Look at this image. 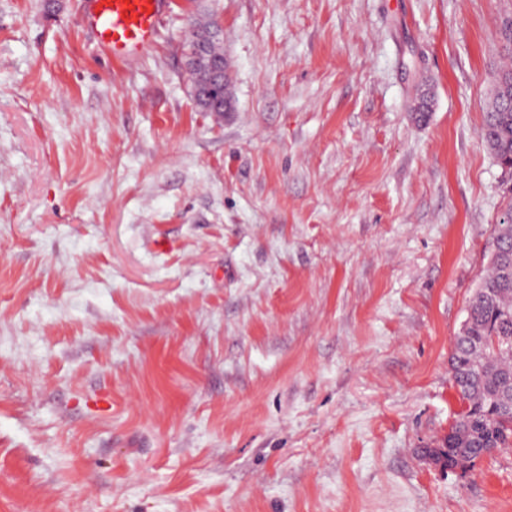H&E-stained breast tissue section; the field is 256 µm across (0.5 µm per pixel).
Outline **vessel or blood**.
<instances>
[{
	"label": "vessel or blood",
	"instance_id": "1",
	"mask_svg": "<svg viewBox=\"0 0 512 512\" xmlns=\"http://www.w3.org/2000/svg\"><path fill=\"white\" fill-rule=\"evenodd\" d=\"M164 6L165 0H92L86 23L100 48L125 62L154 45Z\"/></svg>",
	"mask_w": 512,
	"mask_h": 512
}]
</instances>
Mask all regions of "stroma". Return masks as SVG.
Instances as JSON below:
<instances>
[{"label": "stroma", "mask_w": 512, "mask_h": 512, "mask_svg": "<svg viewBox=\"0 0 512 512\" xmlns=\"http://www.w3.org/2000/svg\"><path fill=\"white\" fill-rule=\"evenodd\" d=\"M89 6L0 0V512H512V448L425 459L512 191V0H168L126 64ZM512 74V67L502 69L496 78H500L501 74ZM495 81V84H496ZM495 84L491 97L487 103L486 112L484 113V120L480 129V136L486 147L490 152L502 160L509 169L506 170L510 175L512 174V108L511 102L508 104L505 99L512 100V77L511 81L505 77L500 79V90L503 91L504 98L497 96L495 91ZM511 84V96L509 92ZM194 96L196 105L202 112H229L233 107L230 79L226 76L225 70L224 77L217 83L200 79Z\"/></svg>", "instance_id": "35a3bbf8"}]
</instances>
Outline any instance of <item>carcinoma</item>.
Listing matches in <instances>:
<instances>
[{"instance_id": "carcinoma-1", "label": "carcinoma", "mask_w": 512, "mask_h": 512, "mask_svg": "<svg viewBox=\"0 0 512 512\" xmlns=\"http://www.w3.org/2000/svg\"><path fill=\"white\" fill-rule=\"evenodd\" d=\"M202 112L230 111V79L197 82ZM480 136L512 174V105L491 94ZM453 383L469 403L442 447L431 452L443 461H474L485 448L512 447V195L504 200L494 230V248L482 280L466 308L452 353Z\"/></svg>"}]
</instances>
